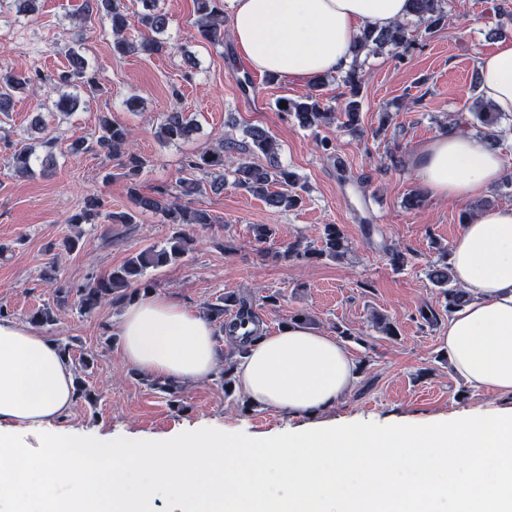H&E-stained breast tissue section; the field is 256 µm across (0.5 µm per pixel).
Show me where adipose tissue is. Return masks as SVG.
I'll list each match as a JSON object with an SVG mask.
<instances>
[{"mask_svg": "<svg viewBox=\"0 0 512 512\" xmlns=\"http://www.w3.org/2000/svg\"><path fill=\"white\" fill-rule=\"evenodd\" d=\"M232 38L250 68L293 82L335 73L352 62L359 26L403 20L406 0H231ZM480 89L512 116V40L477 62ZM412 164L429 195L463 202L505 175L488 142L440 131ZM456 282L470 302L448 318L454 371L477 387L512 398V206L473 212L451 246ZM121 355L143 376L190 382L223 362L212 324L178 301L149 294L127 305ZM238 385L258 406L301 418L288 431L249 440L198 424L148 437L63 427L75 402L69 363L33 329L0 321V505L7 512H150L156 489L166 512H512V405L447 418L379 426L320 421L357 378L336 337L288 323L248 344ZM32 434L27 448L19 432ZM384 452L422 464L429 481L403 489L390 469L350 468ZM466 467L458 475L448 465ZM68 478L70 496L56 492ZM288 489L279 496L271 481Z\"/></svg>", "mask_w": 512, "mask_h": 512, "instance_id": "ef3b65f1", "label": "adipose tissue"}]
</instances>
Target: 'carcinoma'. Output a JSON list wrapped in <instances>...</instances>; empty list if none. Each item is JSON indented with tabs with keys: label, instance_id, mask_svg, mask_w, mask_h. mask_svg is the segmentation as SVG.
<instances>
[{
	"label": "carcinoma",
	"instance_id": "obj_1",
	"mask_svg": "<svg viewBox=\"0 0 512 512\" xmlns=\"http://www.w3.org/2000/svg\"><path fill=\"white\" fill-rule=\"evenodd\" d=\"M409 15L417 18L431 31L444 24L448 18L445 10V0H407ZM143 11L136 14V19L124 13L118 0H94L97 11L105 12L110 19L113 48L120 53L142 52L148 55L171 51L175 46L161 38L168 27L167 14L158 9L157 0H141ZM197 33L201 39L212 44H224V9L221 0H194ZM137 26L140 39L134 40L129 35L131 26ZM77 46L68 50L67 66L56 77V90L60 95L54 101L55 109L59 112H70L78 105V97L68 93L70 89L96 90L99 87L98 72L91 67ZM415 43L414 35L409 33L406 25L397 22L386 29L365 27L353 38L351 50L353 64L346 72V82L351 88L352 95L343 107L341 115L347 118L344 125L351 127L357 121L361 109V101L356 99L359 94L361 79L357 63L363 53L373 48L390 46L393 49L407 50ZM36 83V79L22 72L0 69V115L7 118L12 111L14 95L19 90H26ZM324 85V77L312 80L313 92L303 100L287 99V107L276 104L277 110L292 116L303 129H311L336 121V112L322 105L318 91ZM471 114L480 123V128L486 130L492 145L498 144L496 127L502 116L494 111L486 101L476 100ZM199 130L198 124L187 113L178 108L169 109L160 115L157 126V136L160 140L171 143L189 140ZM251 143L245 150H240L237 144L219 142L218 146L188 161L187 166L208 178L203 182L197 178L179 181L181 195L191 197L203 193L205 188L219 191L224 183L231 184L251 195L260 198L273 209H294L303 202V186L299 179L287 169L269 164L266 166L255 163L249 155L261 153L268 159H273L279 151V143L263 127L251 126L246 130ZM131 130L122 124L107 118L101 120L99 136L96 139L98 149L106 156L118 161L129 180V195L134 209L129 212H111L106 214L110 224H135L138 217L147 212L162 214L167 223L172 225V234L161 244H153L133 253L120 266L113 268L104 276L91 277L88 281L75 288L58 283L54 263H49L43 271L42 279L54 288V303L58 308L74 306L80 314H90L99 305L109 302L120 306L135 300L140 292H149L153 281L148 276L152 269L180 261L193 249L195 239L190 236L185 226L215 223V218L208 211L182 204L169 198V193L157 190L152 196H145L139 191V177L148 166V161L133 149ZM15 171L30 174L32 168V151L25 146L14 149L12 154ZM104 203L95 195L84 198L81 208L74 212L68 220L73 225L94 224L102 215ZM350 252V242L344 232L335 224L324 225L319 248H300L298 243H290L278 253L283 259L317 258L341 260ZM428 278L446 298L445 311L465 306L471 295L460 288L455 282L448 252L429 265ZM53 306V307H55ZM53 307L44 305L31 310L28 323L35 326H51L56 322ZM205 317L213 323L220 324L229 336H234L238 329L246 324H258L259 317L254 310L253 302L235 293L226 294L206 304ZM244 341L236 349L224 355V369L220 372L218 383L224 387L225 394L233 392L237 357L244 354L245 343L258 338V330L243 333ZM94 356L86 354L75 368L74 389L75 399L93 405L97 401L96 394L88 386L82 374L86 373L93 364ZM150 388L171 398L177 397L183 386L173 380L155 378L151 380Z\"/></svg>",
	"mask_w": 512,
	"mask_h": 512
}]
</instances>
